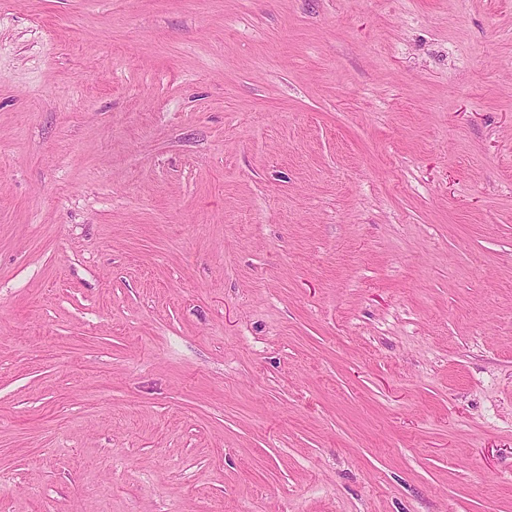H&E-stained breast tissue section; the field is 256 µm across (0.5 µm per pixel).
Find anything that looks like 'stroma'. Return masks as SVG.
<instances>
[{"label":"stroma","mask_w":512,"mask_h":512,"mask_svg":"<svg viewBox=\"0 0 512 512\" xmlns=\"http://www.w3.org/2000/svg\"><path fill=\"white\" fill-rule=\"evenodd\" d=\"M0 512H512V0H0Z\"/></svg>","instance_id":"1"}]
</instances>
